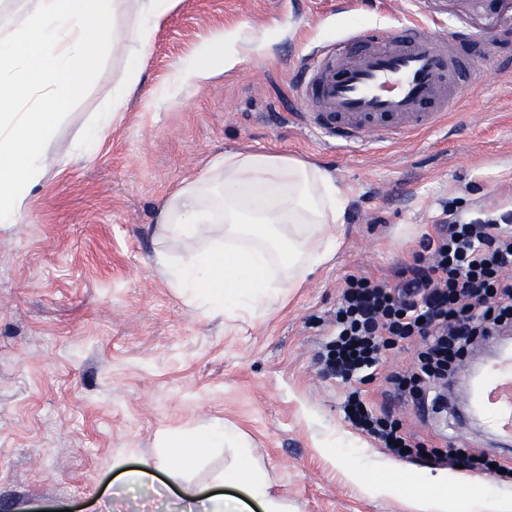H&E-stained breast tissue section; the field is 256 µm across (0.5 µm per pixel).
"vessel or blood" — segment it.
<instances>
[{
    "label": "vessel or blood",
    "instance_id": "b4317fda",
    "mask_svg": "<svg viewBox=\"0 0 512 512\" xmlns=\"http://www.w3.org/2000/svg\"><path fill=\"white\" fill-rule=\"evenodd\" d=\"M448 23L454 33L430 36L422 23L408 21L384 46L355 28L343 37L351 54H342L336 44L313 49L302 66L308 126L340 151L408 139L438 127L459 106L453 90L463 62L453 41L469 35L458 15H449ZM463 406L480 414L489 430L512 441L511 348L485 364L471 381Z\"/></svg>",
    "mask_w": 512,
    "mask_h": 512
}]
</instances>
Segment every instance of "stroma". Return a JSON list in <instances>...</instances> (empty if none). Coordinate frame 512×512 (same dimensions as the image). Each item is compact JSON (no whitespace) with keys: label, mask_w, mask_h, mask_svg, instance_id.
Listing matches in <instances>:
<instances>
[{"label":"stroma","mask_w":512,"mask_h":512,"mask_svg":"<svg viewBox=\"0 0 512 512\" xmlns=\"http://www.w3.org/2000/svg\"><path fill=\"white\" fill-rule=\"evenodd\" d=\"M422 0H179L153 35L149 65L122 119L91 159L70 161L33 191L15 224H0V512H104L114 478L162 462L173 489H224L242 451L205 449L168 462L164 440L207 424L236 429L288 512H416L404 487L449 476L463 512H487L464 492L469 472L435 463L457 445L491 457L498 441L457 430L449 414L422 418L384 374L412 350L388 352L367 400L387 407L423 445L398 459L344 419L345 385L314 356L348 276L392 277L448 206L463 216L512 211V27L494 45L455 46L474 71L443 125L355 155L328 149L301 117V58L352 28L379 42L419 14ZM258 48L200 85L177 90L180 66L222 30ZM126 50L108 53L66 108L48 147L66 158L123 80ZM274 148L334 172L347 200L333 261L280 307L243 319L207 314L168 288L151 258L158 209L224 150Z\"/></svg>","instance_id":"stroma-1"}]
</instances>
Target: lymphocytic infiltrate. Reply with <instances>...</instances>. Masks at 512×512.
<instances>
[{"label": "lymphocytic infiltrate", "mask_w": 512, "mask_h": 512, "mask_svg": "<svg viewBox=\"0 0 512 512\" xmlns=\"http://www.w3.org/2000/svg\"><path fill=\"white\" fill-rule=\"evenodd\" d=\"M511 324L512 219L467 221L451 211L392 278L345 280L321 372L349 384L345 420L406 459L416 450L410 434L378 415L352 381L384 377L396 397H410L416 411H425L438 402L437 378L464 357L473 338ZM410 338L417 342L414 364L380 375L385 351Z\"/></svg>", "instance_id": "1"}]
</instances>
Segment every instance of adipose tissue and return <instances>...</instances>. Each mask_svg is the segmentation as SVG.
Returning a JSON list of instances; mask_svg holds the SVG:
<instances>
[{"label": "adipose tissue", "mask_w": 512, "mask_h": 512, "mask_svg": "<svg viewBox=\"0 0 512 512\" xmlns=\"http://www.w3.org/2000/svg\"><path fill=\"white\" fill-rule=\"evenodd\" d=\"M177 3L135 0L131 24L123 20L124 0H19L0 18V224L18 223L27 212L32 190L47 177L46 147L62 106L91 80L111 40L119 38L129 57L124 79L77 142V156H91L111 132L147 66L155 29ZM242 47L239 30L219 32L188 60L178 82L199 83L214 68L233 66ZM345 206L334 175L320 163L228 149L164 200L152 264L168 287L206 311H262L279 301L282 289L300 287L332 260ZM235 437L228 427L209 425L168 445L177 467L188 469L198 449ZM157 470L145 461L124 471L114 502H158ZM224 481L243 484L263 512H287L270 495L266 474L250 462Z\"/></svg>", "instance_id": "adipose-tissue-1"}]
</instances>
